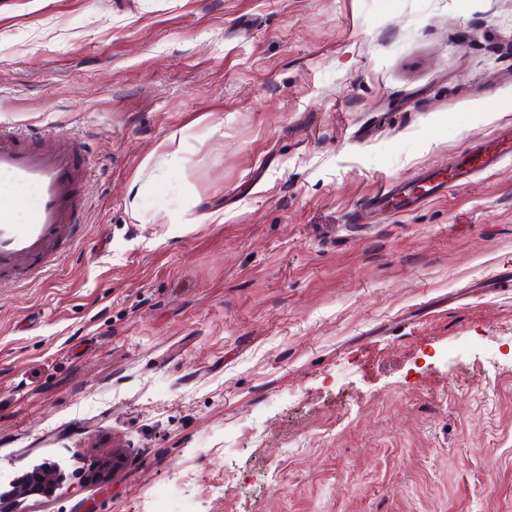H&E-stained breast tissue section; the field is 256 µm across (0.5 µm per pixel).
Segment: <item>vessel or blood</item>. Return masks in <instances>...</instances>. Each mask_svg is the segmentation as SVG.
<instances>
[{"label":"vessel or blood","mask_w":512,"mask_h":512,"mask_svg":"<svg viewBox=\"0 0 512 512\" xmlns=\"http://www.w3.org/2000/svg\"><path fill=\"white\" fill-rule=\"evenodd\" d=\"M512 157V127L463 151L452 167L429 172L422 185L397 180L365 210L414 209L446 186L467 183ZM87 170L77 139L0 125V273L21 281L43 272L82 227Z\"/></svg>","instance_id":"obj_1"}]
</instances>
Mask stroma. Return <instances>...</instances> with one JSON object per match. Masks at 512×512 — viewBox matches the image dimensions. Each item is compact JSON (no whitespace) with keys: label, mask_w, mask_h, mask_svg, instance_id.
<instances>
[{"label":"stroma","mask_w":512,"mask_h":512,"mask_svg":"<svg viewBox=\"0 0 512 512\" xmlns=\"http://www.w3.org/2000/svg\"><path fill=\"white\" fill-rule=\"evenodd\" d=\"M1 121L93 169L0 284L14 512H512V158L353 220L512 125V0H0ZM57 478L55 465L45 464L30 472L22 481L14 484L10 498H26L47 494Z\"/></svg>","instance_id":"stroma-1"}]
</instances>
